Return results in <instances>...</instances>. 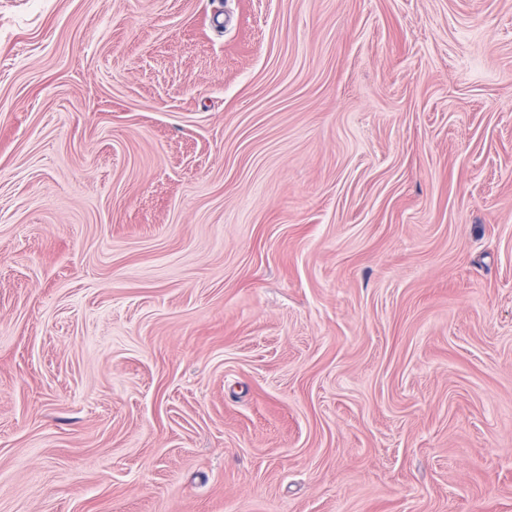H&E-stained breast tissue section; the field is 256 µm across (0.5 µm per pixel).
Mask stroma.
<instances>
[{"mask_svg": "<svg viewBox=\"0 0 512 512\" xmlns=\"http://www.w3.org/2000/svg\"><path fill=\"white\" fill-rule=\"evenodd\" d=\"M0 512H512V0H0Z\"/></svg>", "mask_w": 512, "mask_h": 512, "instance_id": "35a3bbf8", "label": "stroma"}]
</instances>
